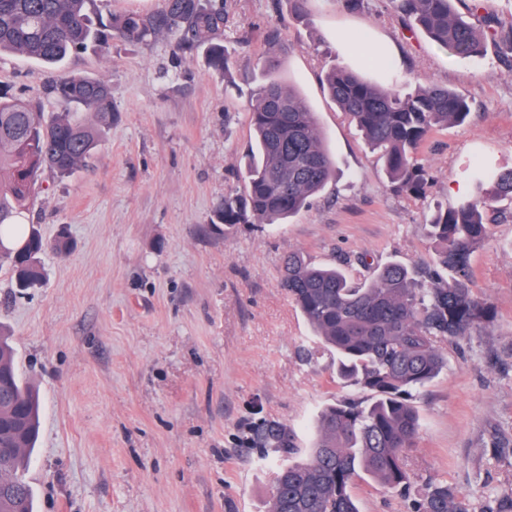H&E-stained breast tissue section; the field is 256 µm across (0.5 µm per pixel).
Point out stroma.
<instances>
[{"instance_id": "stroma-1", "label": "stroma", "mask_w": 512, "mask_h": 512, "mask_svg": "<svg viewBox=\"0 0 512 512\" xmlns=\"http://www.w3.org/2000/svg\"><path fill=\"white\" fill-rule=\"evenodd\" d=\"M228 76L172 37L113 41L71 54L56 71L0 57V87L37 98L50 76H92L112 86L115 114L102 145L74 175L43 170L32 219L70 251L42 257L43 282L25 291L0 271V324L12 333L22 381L37 386L41 429L27 479L35 512H269L273 450L254 430L286 426L310 447L319 413L364 400L342 384L287 292L289 252L345 267L366 257L431 269L425 224L437 206L471 192L464 165L512 166V53L488 45L458 58L410 29L390 0L350 14L310 0H223ZM355 30L390 45L394 66L366 76L410 91L436 84L463 96L470 118L432 132L420 150L426 195L394 193L378 156L321 84L337 64L361 65ZM288 42L283 79L315 112L336 178L286 224L213 223L225 196L243 192L252 130L247 92L260 79L271 35ZM473 291L493 322L441 343L447 367L413 403L420 419L407 453L409 497L363 476L360 512H408L428 483L487 512L512 492V208L470 256Z\"/></svg>"}]
</instances>
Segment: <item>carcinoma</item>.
I'll return each mask as SVG.
<instances>
[{"instance_id":"1","label":"carcinoma","mask_w":512,"mask_h":512,"mask_svg":"<svg viewBox=\"0 0 512 512\" xmlns=\"http://www.w3.org/2000/svg\"><path fill=\"white\" fill-rule=\"evenodd\" d=\"M92 0H0V54H18L53 68L80 50H105L114 39L143 42L157 32L171 34L178 49L202 51L206 66L230 70L224 47V5L217 0H163L152 13H128L97 27L89 15ZM409 26L454 56L484 54L502 22L484 19L478 28L456 4L479 10L480 0H391ZM279 40L264 58L260 82L248 94L255 144L245 172V191L228 195L213 223L279 224L323 191L335 175V161L316 115L298 89L283 81ZM323 83L337 109L355 123L366 145L379 152L390 187L423 196L429 180L419 149L437 128L463 123L470 114L456 92L426 84L409 92L392 90L348 66L326 71ZM112 85L90 76L51 78L37 101L0 90V270L16 287L40 284V256L63 252L62 233L52 242L25 214L37 197L41 170L70 176L101 144L112 125ZM477 194L435 210L428 233L436 243L435 277L422 288L407 266L390 262L364 282L338 268L315 265L288 254L282 287L320 343L336 356L340 379L369 393L364 404L339 400L317 419L316 438L301 452L286 428L262 427L260 448L285 458L279 469L270 512H359L351 493L365 473L386 489L407 496L410 476L405 455L413 447L419 417L414 393L446 366L443 341L464 339L490 324L494 311L470 288V256L489 235L487 213L512 202V169H467ZM19 242L8 248L3 238ZM39 402L24 385L11 345L0 337V476L11 488L0 497V512H34L24 477L38 437ZM410 512H471L469 503L446 482H431L412 501Z\"/></svg>"}]
</instances>
